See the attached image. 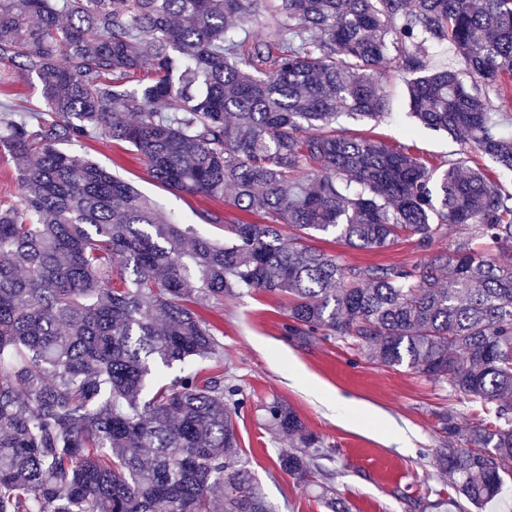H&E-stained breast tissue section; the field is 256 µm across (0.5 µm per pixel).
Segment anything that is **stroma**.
<instances>
[{"mask_svg": "<svg viewBox=\"0 0 512 512\" xmlns=\"http://www.w3.org/2000/svg\"><path fill=\"white\" fill-rule=\"evenodd\" d=\"M0 74L5 77L0 83V123L43 111L34 75L6 61H0ZM406 82L402 72L389 71L387 116L362 122L344 115L338 129L409 147L436 164L462 157L465 148L460 140L417 127L408 113ZM67 150L131 183L166 213L193 220L210 238L223 239L225 225L249 218L231 199L190 195L156 182L125 142L101 136L68 145ZM453 241L450 235L438 238L424 250L403 238L387 249L367 252L326 236L315 245L345 264L388 266L426 262L448 251ZM288 303L284 293L246 290L202 312L224 345L225 379L248 398L236 420L239 445L277 512L329 510L309 487L279 469L277 453L290 441L272 437L259 411L261 404L273 399L292 407L309 430L335 446L333 484L351 512H416L418 505L448 498L452 484L435 466V450L441 442L439 417L451 414L465 429L482 417L481 407L463 401L447 384L369 362L339 338L289 334ZM321 390L354 400L360 414L336 417L318 398Z\"/></svg>", "mask_w": 512, "mask_h": 512, "instance_id": "35a3bbf8", "label": "stroma"}]
</instances>
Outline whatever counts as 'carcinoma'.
Segmentation results:
<instances>
[{"label":"carcinoma","mask_w":512,"mask_h":512,"mask_svg":"<svg viewBox=\"0 0 512 512\" xmlns=\"http://www.w3.org/2000/svg\"><path fill=\"white\" fill-rule=\"evenodd\" d=\"M266 15L259 40L241 37ZM457 62L431 65L433 50ZM0 59L39 81L45 115L0 125L22 194L0 202V512H276L242 458L247 404L198 312L236 290L286 292L290 332H323L363 357L448 383L486 417H454L436 450L468 512L512 477V192L465 161L431 164L336 130L378 121L387 69L411 116L512 171V0H0ZM135 119L127 121L124 115ZM128 143L176 191H234L268 222L219 243L61 145ZM291 233L283 237V228ZM453 248L411 267L343 265L309 244L333 233L373 251L405 237ZM121 266H113L114 258ZM193 363L173 379L165 370ZM295 441L279 467L321 489L333 446L274 400Z\"/></svg>","instance_id":"1"}]
</instances>
